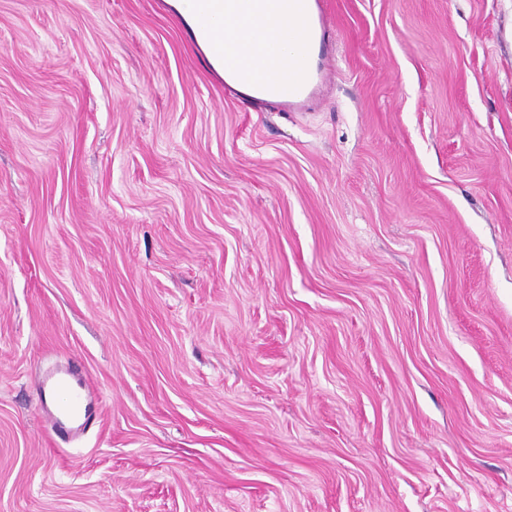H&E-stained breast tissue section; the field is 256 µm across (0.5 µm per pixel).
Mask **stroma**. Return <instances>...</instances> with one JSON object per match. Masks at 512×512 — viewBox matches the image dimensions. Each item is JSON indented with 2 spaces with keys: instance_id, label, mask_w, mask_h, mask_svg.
Masks as SVG:
<instances>
[{
  "instance_id": "obj_1",
  "label": "stroma",
  "mask_w": 512,
  "mask_h": 512,
  "mask_svg": "<svg viewBox=\"0 0 512 512\" xmlns=\"http://www.w3.org/2000/svg\"><path fill=\"white\" fill-rule=\"evenodd\" d=\"M327 10L281 112L160 0H0V512H512V0ZM96 389L89 379L76 380L73 375L61 370L51 374L43 383L42 394L46 402L52 399L51 417L47 420L55 434L69 431L78 434L83 430L89 401Z\"/></svg>"
}]
</instances>
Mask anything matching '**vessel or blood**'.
Segmentation results:
<instances>
[{
    "mask_svg": "<svg viewBox=\"0 0 512 512\" xmlns=\"http://www.w3.org/2000/svg\"><path fill=\"white\" fill-rule=\"evenodd\" d=\"M199 39L212 58L222 59L224 48L212 37L211 29L230 7L229 0H193ZM262 16L273 21L279 34L261 48V58L269 74L261 85L249 82L247 74L225 70L224 90L241 96L243 102L268 100L286 108H301L311 102L328 79L322 58L333 32L321 0H288L280 10L276 0H258ZM304 23L302 41H295L296 23ZM95 388L90 380L79 381L65 370L51 374L42 393L52 399L49 423L55 434L80 433Z\"/></svg>",
    "mask_w": 512,
    "mask_h": 512,
    "instance_id": "vessel-or-blood-1",
    "label": "vessel or blood"
}]
</instances>
